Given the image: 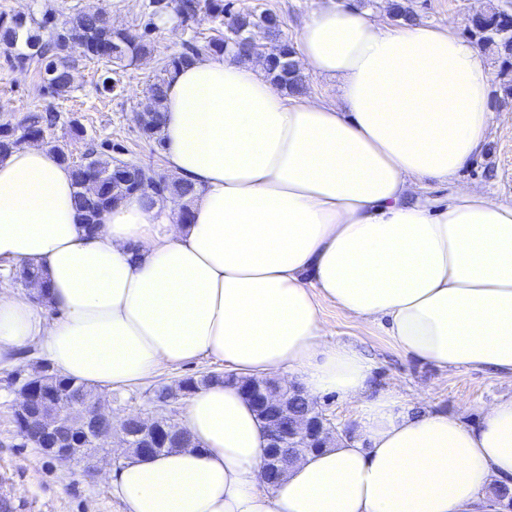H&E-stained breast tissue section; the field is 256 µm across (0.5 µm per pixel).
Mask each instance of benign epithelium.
Returning <instances> with one entry per match:
<instances>
[{
    "instance_id": "7a95c632",
    "label": "benign epithelium",
    "mask_w": 512,
    "mask_h": 512,
    "mask_svg": "<svg viewBox=\"0 0 512 512\" xmlns=\"http://www.w3.org/2000/svg\"><path fill=\"white\" fill-rule=\"evenodd\" d=\"M196 387L197 382L186 380L167 387L166 405L191 395ZM240 389L269 427L261 471L267 484H278L301 451L326 448L336 435V427L313 402L305 417L288 423L290 396L302 394L297 385L248 378ZM12 411L15 418L36 428L44 453L65 464L82 463L91 472L97 470L99 450L116 434L121 451H112L114 461L130 455H156L184 445L177 437L179 425L171 416L138 412L118 420L99 395L91 403L59 398L56 377L48 365L40 366L16 391ZM292 439L299 440L302 450L288 451Z\"/></svg>"
}]
</instances>
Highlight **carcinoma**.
Segmentation results:
<instances>
[{
	"label": "carcinoma",
	"instance_id": "carcinoma-1",
	"mask_svg": "<svg viewBox=\"0 0 512 512\" xmlns=\"http://www.w3.org/2000/svg\"><path fill=\"white\" fill-rule=\"evenodd\" d=\"M173 11L183 23L196 19L204 12L217 24V35L201 42L196 39L187 41L182 52L168 57L163 64V75L156 78L150 86L149 104L144 110L142 136L157 144L162 143L161 119L165 100V86L179 66L203 55L222 54L233 50L241 57H249L254 46L253 32L264 30L276 38L274 49L268 59L275 66L267 69L271 79L284 90L295 93L304 88V76L293 61L296 50L286 40L278 39L281 29L275 23H266L264 18L273 17V13L236 12L240 28L239 38L229 41L221 28L224 27L225 13L228 9L224 0H174ZM483 45L498 44L507 56L512 58V16L505 12H494L487 17V25L473 30ZM0 45L15 50L14 65L26 67L32 63L43 70L42 88L51 97H62L72 88L73 65L61 56L62 48L76 51L80 56L97 60L107 67V75L102 78L98 90L102 94H112L117 87V79L112 74L130 66L134 60L153 51V43L147 33L136 34L130 31H118L112 28L108 18L102 13L77 11L70 15L61 26L54 28L50 37L41 38L32 24L23 16L10 19L0 17ZM61 119L60 112L46 108L42 111L28 112L18 122L0 124V158L12 150L23 146L32 138L43 141L60 163L67 165L72 172L75 188V203L83 216L84 223L90 228L98 226L97 216L105 209L123 198L137 193L140 188L133 184L112 181L113 168L121 160L112 156V144L100 143L91 138L87 142L88 164L97 173L92 179L80 165L70 160L65 146L58 140L46 137V132ZM155 183L151 195L161 201H174L182 204V217H188L187 200L195 192L194 185L185 180L172 183L163 182V176L148 172ZM61 393L64 397L86 399L91 389L63 375H58Z\"/></svg>",
	"mask_w": 512,
	"mask_h": 512
}]
</instances>
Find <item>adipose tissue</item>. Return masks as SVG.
Here are the masks:
<instances>
[{
	"label": "adipose tissue",
	"mask_w": 512,
	"mask_h": 512,
	"mask_svg": "<svg viewBox=\"0 0 512 512\" xmlns=\"http://www.w3.org/2000/svg\"><path fill=\"white\" fill-rule=\"evenodd\" d=\"M300 44L335 102L290 99L230 54L177 69L161 136L168 171L196 189L187 222L133 194L92 232L47 149L0 160V261L44 281L36 301L0 292V362L36 343L62 375L116 388L206 356L356 405L353 439L270 488L253 406L201 387L182 416L192 447L117 472L126 512H486L512 478V397L472 427L372 393L370 359L329 343L319 309L440 369L512 378V202L458 180L487 141L483 51L453 24H386L356 0H328ZM428 181L447 198L420 197Z\"/></svg>",
	"instance_id": "obj_1"
}]
</instances>
